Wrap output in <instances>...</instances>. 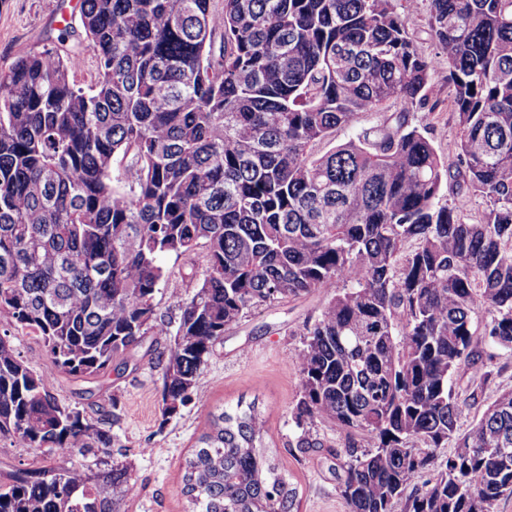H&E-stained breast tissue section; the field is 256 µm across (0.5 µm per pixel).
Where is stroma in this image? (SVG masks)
<instances>
[{
    "mask_svg": "<svg viewBox=\"0 0 512 512\" xmlns=\"http://www.w3.org/2000/svg\"><path fill=\"white\" fill-rule=\"evenodd\" d=\"M81 0H0V66L17 57L42 50L57 41L65 26H77ZM433 108L411 112L409 122L422 129L441 154L454 153L458 129L448 104V87L435 86ZM324 296L315 294L283 300L253 309L224 332L204 369L200 386L190 401L170 419L160 413V370L147 351L165 346V339L146 337L142 353L127 367L111 370L87 382L75 380L43 357V347L27 330L0 315V331L8 330L14 348L22 355H39V373L50 381L59 399L85 409L96 417L113 420L112 431L120 439L116 458L132 466L137 491L119 504L120 512H186L182 493V463L207 429L208 416L217 408L237 401H258L268 419L266 442L279 467L286 470L298 491V512H345L332 466L344 446L336 427L321 424L316 432L320 447L301 448L290 409L300 391V376L291 359L300 347L306 324L318 315ZM482 366L496 375L482 385V366H461L450 381L458 399L477 388L486 395L512 390V354L483 343Z\"/></svg>",
    "mask_w": 512,
    "mask_h": 512,
    "instance_id": "stroma-1",
    "label": "stroma"
}]
</instances>
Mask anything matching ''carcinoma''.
Returning a JSON list of instances; mask_svg holds the SVG:
<instances>
[{"label":"carcinoma","mask_w":512,"mask_h":512,"mask_svg":"<svg viewBox=\"0 0 512 512\" xmlns=\"http://www.w3.org/2000/svg\"><path fill=\"white\" fill-rule=\"evenodd\" d=\"M428 2L443 68L395 0H81V32L0 67V313L83 380L167 338V420L227 328L322 294L291 418L301 448L319 423L345 434L346 512H495L512 496V391L462 432L479 394L449 382L482 341L512 354V0ZM439 81L452 157L408 119ZM395 103L394 123L321 150ZM474 196L486 208L466 222ZM168 254L189 260L180 275ZM180 278L198 285L174 323L156 295ZM37 360L0 335V440L69 464L10 472L0 512H117L136 484L115 435L57 399ZM266 424L255 400L209 414L183 466L189 512H294Z\"/></svg>","instance_id":"carcinoma-1"}]
</instances>
